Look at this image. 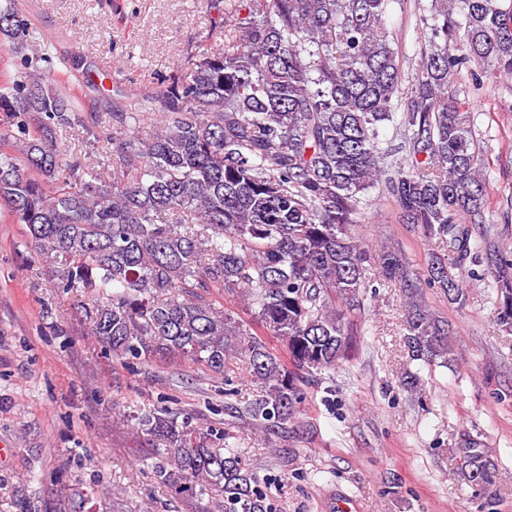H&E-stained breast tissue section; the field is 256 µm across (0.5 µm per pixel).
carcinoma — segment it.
I'll use <instances>...</instances> for the list:
<instances>
[{
  "mask_svg": "<svg viewBox=\"0 0 512 512\" xmlns=\"http://www.w3.org/2000/svg\"><path fill=\"white\" fill-rule=\"evenodd\" d=\"M429 30L402 88V57L385 26L387 0H231L224 48L158 78L136 112L112 116V180L55 134L83 122L77 96L50 93V57L12 2L0 6V212L28 229L40 257L60 265L56 287L94 297L81 319L127 366L162 354L224 379L240 362L255 398L224 410L268 441L288 432L308 378L347 361L367 267L404 288L405 344L415 359L453 360L449 326L423 300L438 288L464 304L451 266L473 252L468 225L486 223L481 150L452 92L512 76V7L501 0H435ZM394 140L382 145L380 128ZM20 152L24 164L8 149ZM395 220L448 241L419 278L401 250L373 256L351 232L371 192ZM495 318L512 332V254L488 249ZM242 296L276 352L219 298ZM152 442L155 477L200 512H275L255 472L214 430L169 407L136 417ZM458 475L485 490L486 448L460 449Z\"/></svg>",
  "mask_w": 512,
  "mask_h": 512,
  "instance_id": "carcinoma-1",
  "label": "carcinoma"
}]
</instances>
